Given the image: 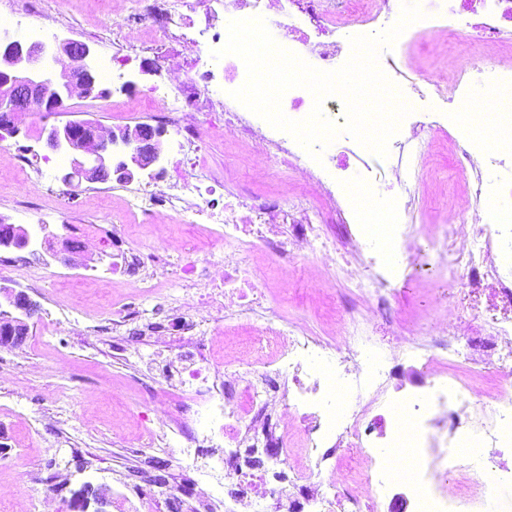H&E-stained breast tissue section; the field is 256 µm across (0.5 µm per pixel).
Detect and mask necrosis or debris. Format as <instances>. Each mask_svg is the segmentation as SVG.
<instances>
[{"label": "necrosis or debris", "mask_w": 512, "mask_h": 512, "mask_svg": "<svg viewBox=\"0 0 512 512\" xmlns=\"http://www.w3.org/2000/svg\"><path fill=\"white\" fill-rule=\"evenodd\" d=\"M190 6V0H143L133 15L141 25L168 18L187 45L208 57L225 46L229 21L262 18L279 7L281 47L323 71L349 58L350 37L367 34L368 24L384 30L398 19L396 0H337L330 7L324 0H208L199 27L187 13ZM509 23L512 0H458L445 13L427 14L417 27L433 35L443 53L449 41L466 35L468 68L418 80L408 60L387 58L385 74L412 111L391 139L402 201L381 213L388 226L382 239L373 229L380 214L375 207L312 157L295 169L306 192L320 201L325 222L350 225L339 244L323 239L310 208L283 210L276 201L244 191L225 192L223 181L206 170L207 133L195 124V113L211 112L223 121L225 134L276 149L293 141L286 132L263 127L259 116L233 98L247 77L239 57L226 58L224 99L198 90L174 59L168 62L169 79L147 90L146 99L177 116L174 165L172 172L127 189L126 211L192 225L226 246L222 258L202 259L194 245L181 243L184 261L164 267L163 274L189 293L194 311L169 325L180 336L198 335L205 327L217 336L226 316H243L258 322L269 348L262 356L237 349L215 357L200 343L165 376L190 387L196 409L187 444L198 458L205 449H224L223 477L215 490L241 512H375L399 487L412 491L414 512H481L487 502L484 472L512 449V393L479 401L465 375L493 368L512 378V320L464 319L452 328L439 321L426 337L398 336L394 283L420 248V231L407 211L418 180L413 149L424 130L446 131L450 106L466 107L479 97L493 102L498 123L512 125V68L501 69L485 55ZM454 144L468 187L463 208L471 221L451 225L449 234L459 241L474 282H491L495 301L512 309V245L504 243L512 177H501L496 152L473 135L469 123L459 125ZM288 223L292 232H273V225ZM260 248L283 263L336 251L345 279L371 297L382 337L362 331L352 345L340 347L288 321L270 304L247 263ZM402 359L417 365L422 380L417 391L397 396L393 380ZM218 362L242 369L233 387L212 380ZM458 366L465 375L455 374ZM378 419L387 422L381 442L373 435ZM292 428L302 435L308 466L288 462ZM451 447L458 451L453 464Z\"/></svg>", "instance_id": "4bbe7bcc"}]
</instances>
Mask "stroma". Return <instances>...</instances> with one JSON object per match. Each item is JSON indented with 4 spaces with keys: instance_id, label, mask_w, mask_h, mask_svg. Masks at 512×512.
<instances>
[{
    "instance_id": "35a3bbf8",
    "label": "stroma",
    "mask_w": 512,
    "mask_h": 512,
    "mask_svg": "<svg viewBox=\"0 0 512 512\" xmlns=\"http://www.w3.org/2000/svg\"><path fill=\"white\" fill-rule=\"evenodd\" d=\"M22 18V30L52 26L57 40L87 43L93 58L132 54L127 65L126 91H110L98 98H71L60 113L33 112L16 134L5 137L0 148V219L18 223V203L26 202L49 214V235L79 240L82 232L112 225L125 227L130 246L142 257L167 253L178 262V243L188 233L175 222L158 228L144 216L129 217L119 194L91 191L87 181H73L68 198H59L48 183L20 170L13 150L22 146L45 157L50 153L40 137L42 126L69 120H92L111 129L148 122L160 128L162 146L174 135L163 120L153 119L154 108L143 93L165 76V58L182 54L191 77L213 71L223 79L222 67L208 68L193 53L183 52L173 34L141 27L140 43L130 48L124 19L113 16L112 0H32ZM351 137L342 135L329 145L331 156L346 154ZM454 144L441 133L423 136L417 160L420 177L415 223L424 227L420 252L409 262L399 291L401 332L427 335L436 314L452 311L463 318L494 317L487 290H474L462 262L438 263L440 249L450 242L434 232L437 213L466 185L456 168ZM288 155L266 144L225 140L220 130L209 132L205 164L224 180L226 189H250L256 196L280 202L283 209L302 203L301 189ZM341 175L356 190L374 185L380 199L400 191L385 159L370 151L346 154ZM22 265H0V286L26 291L36 304L28 318L27 339L18 347H0V485L13 493L12 512H42L46 493H53L60 512H74L76 494L91 495L105 488L139 503L140 512H152L155 501L189 480L177 462L178 449L148 441L157 429L155 416L144 410L160 392L166 362L193 351V344L174 336H143L147 322H167L179 314L183 290L166 278L141 282L139 277L96 276L93 263L80 253L63 264L45 249L22 252ZM320 253L299 257L280 273L267 261L265 250L248 261L265 276L269 299L289 320L304 324L313 334L349 344L355 323L369 321L362 294L342 278L331 277L307 286L300 277L306 263L319 262ZM148 471L154 499L138 500V474Z\"/></svg>"
}]
</instances>
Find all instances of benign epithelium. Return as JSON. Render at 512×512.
<instances>
[{"instance_id":"1","label":"benign epithelium","mask_w":512,"mask_h":512,"mask_svg":"<svg viewBox=\"0 0 512 512\" xmlns=\"http://www.w3.org/2000/svg\"><path fill=\"white\" fill-rule=\"evenodd\" d=\"M90 47L80 41L68 40L53 50L42 42L25 43L12 39L0 40V129L11 134L18 131L15 116L37 110L59 112L64 101L76 92L85 97H99L108 90L99 88L87 63ZM76 66H64L57 74L46 68L50 61L61 56ZM46 145L54 151L71 152L72 171L64 175L88 182L107 181L115 176L131 181L160 157L161 132L145 126L110 131L100 136L93 124L66 122L42 130ZM28 229L15 224H0V249L24 250L31 246ZM19 310L30 317L36 305L26 293L14 289L0 291V345L18 347L27 338L28 326L12 316Z\"/></svg>"}]
</instances>
